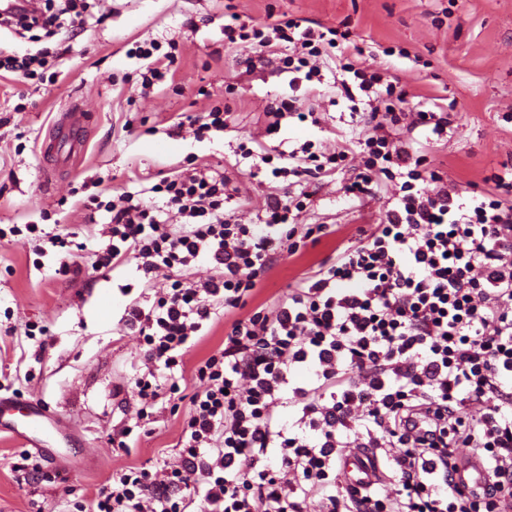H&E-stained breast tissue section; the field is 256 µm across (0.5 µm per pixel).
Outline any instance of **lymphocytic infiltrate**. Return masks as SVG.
Here are the masks:
<instances>
[{
  "label": "lymphocytic infiltrate",
  "instance_id": "f902f5d3",
  "mask_svg": "<svg viewBox=\"0 0 512 512\" xmlns=\"http://www.w3.org/2000/svg\"><path fill=\"white\" fill-rule=\"evenodd\" d=\"M224 44L280 55L282 72L307 82L334 62L341 97L366 99V129L337 137L329 152L309 142L243 148L256 169L300 187L269 193L249 224L236 219L223 176L195 166L155 183L154 200L123 194L106 203L109 242L96 268L135 263L155 291L125 315L151 364L134 379L138 419L180 393L176 372L212 316L234 321L223 348L192 373L180 466L113 476L97 512H308L314 499L324 512H512V163L488 189L463 195L433 156L449 113L410 108L386 68L358 67L364 49L350 31L234 17ZM418 131L425 141L415 149ZM345 168L353 174L343 192L353 199L398 182L383 220L286 294L246 311L281 254L333 234V225L299 218L308 184ZM199 262L210 265L208 279L158 288ZM304 367L312 375L300 384ZM396 444L393 494L339 482L344 449ZM465 448L480 450L491 478L479 499L453 483Z\"/></svg>",
  "mask_w": 512,
  "mask_h": 512
}]
</instances>
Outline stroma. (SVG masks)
<instances>
[{"mask_svg":"<svg viewBox=\"0 0 512 512\" xmlns=\"http://www.w3.org/2000/svg\"><path fill=\"white\" fill-rule=\"evenodd\" d=\"M235 10L252 24L282 16L325 27L347 25L365 49L366 64H386L389 75L423 105L441 99L452 115L437 159L459 189L480 191L484 179L512 160V0H88L83 24L52 37L40 28L0 33V47L36 51L64 39L70 50L54 60L51 78L19 82L0 72V228L34 224L27 237L0 238V393L57 416L47 438L50 456L39 469L16 471L25 452L0 425V512H95L112 475L130 468L179 462L185 403L153 410L149 432L131 435L127 450L112 438L135 417L140 401L133 379L146 369L141 336L122 322L136 299L153 298L135 264L94 268L108 242L105 209H87L96 189L104 200L129 192L149 195L163 177L188 162L224 174L236 188L235 216L249 223L272 187L286 181L248 175L239 144L291 150L321 147L336 135L364 130L340 98L332 73L309 89L290 90L274 57L248 58L224 46V16ZM175 42V62L164 81L143 88L146 60L136 46ZM389 46L408 57L383 56ZM235 93H227V86ZM296 92L320 123L292 119L267 136L264 109ZM81 101L89 121L81 152L46 155L41 149L68 100ZM229 105V128L196 140L177 128L183 113ZM346 173L319 185L305 224H332L335 235L283 255L264 277L248 309L285 294L311 268L361 238L384 216L394 184L357 202L341 185ZM72 233L80 245L61 269L59 249L45 234Z\"/></svg>","mask_w":512,"mask_h":512,"instance_id":"obj_1","label":"stroma"}]
</instances>
